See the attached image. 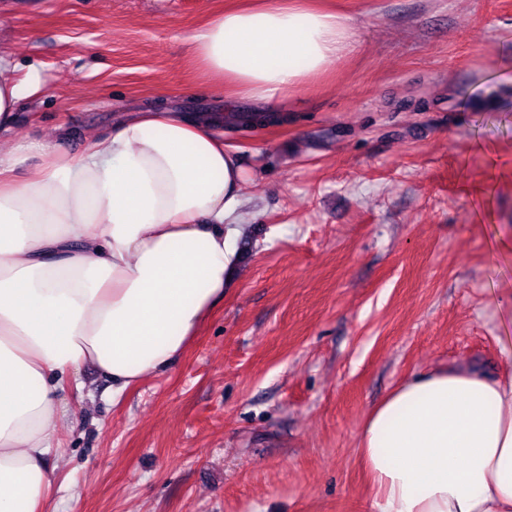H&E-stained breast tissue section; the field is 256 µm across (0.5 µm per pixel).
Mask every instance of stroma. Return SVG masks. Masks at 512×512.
Wrapping results in <instances>:
<instances>
[{
  "label": "stroma",
  "instance_id": "obj_1",
  "mask_svg": "<svg viewBox=\"0 0 512 512\" xmlns=\"http://www.w3.org/2000/svg\"><path fill=\"white\" fill-rule=\"evenodd\" d=\"M247 0H0V51L41 91L18 141L63 150L133 112L233 109L185 39ZM355 42L277 112L224 128L248 253L181 360L112 401L63 396L48 512H372L357 448L371 409L440 366L512 373L489 288L512 240V0H315Z\"/></svg>",
  "mask_w": 512,
  "mask_h": 512
}]
</instances>
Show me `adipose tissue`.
Wrapping results in <instances>:
<instances>
[{
    "label": "adipose tissue",
    "instance_id": "1",
    "mask_svg": "<svg viewBox=\"0 0 512 512\" xmlns=\"http://www.w3.org/2000/svg\"><path fill=\"white\" fill-rule=\"evenodd\" d=\"M354 38L335 14L257 0L187 38L230 98L273 110ZM40 89L0 52V512H43L65 385L93 367L112 399L184 355L233 285L245 173L216 123L145 110L87 136L10 134ZM374 512H512V375L435 368L395 387L359 435Z\"/></svg>",
    "mask_w": 512,
    "mask_h": 512
}]
</instances>
